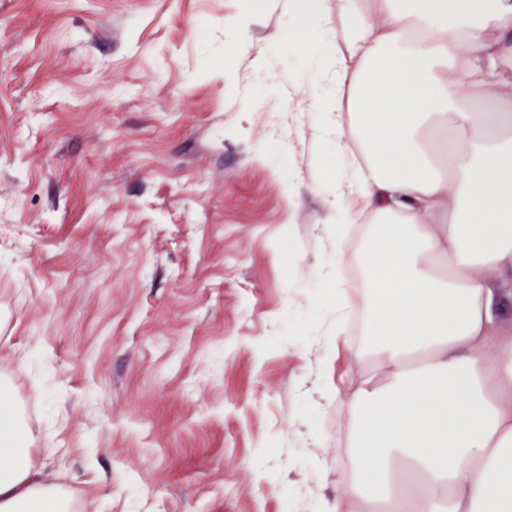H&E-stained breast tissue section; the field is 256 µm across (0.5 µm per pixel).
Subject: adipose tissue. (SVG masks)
Returning a JSON list of instances; mask_svg holds the SVG:
<instances>
[{"label": "adipose tissue", "instance_id": "1", "mask_svg": "<svg viewBox=\"0 0 512 512\" xmlns=\"http://www.w3.org/2000/svg\"><path fill=\"white\" fill-rule=\"evenodd\" d=\"M300 26L296 51L336 86L313 103L344 162L334 266L349 260L346 225L376 221L362 256L378 365L352 348L361 370L336 391L357 477L318 512L363 496L387 512H512V331L495 311L512 281V114L467 108L512 102V0H373L356 19L349 0L332 14L306 0ZM25 442L17 411L0 410V512H69Z\"/></svg>", "mask_w": 512, "mask_h": 512}]
</instances>
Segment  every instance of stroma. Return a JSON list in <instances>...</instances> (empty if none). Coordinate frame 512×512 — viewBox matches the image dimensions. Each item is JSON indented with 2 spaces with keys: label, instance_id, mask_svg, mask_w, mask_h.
I'll list each match as a JSON object with an SVG mask.
<instances>
[{
  "label": "stroma",
  "instance_id": "obj_1",
  "mask_svg": "<svg viewBox=\"0 0 512 512\" xmlns=\"http://www.w3.org/2000/svg\"><path fill=\"white\" fill-rule=\"evenodd\" d=\"M251 2L0 0V408L70 512H317L355 466L330 75Z\"/></svg>",
  "mask_w": 512,
  "mask_h": 512
}]
</instances>
